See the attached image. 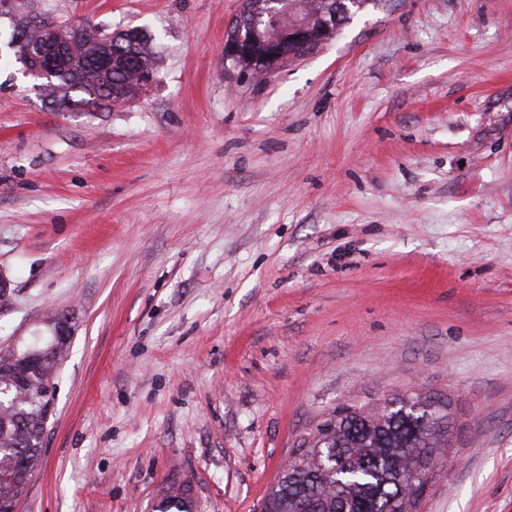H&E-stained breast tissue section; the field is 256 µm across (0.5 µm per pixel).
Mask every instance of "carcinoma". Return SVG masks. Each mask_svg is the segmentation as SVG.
<instances>
[{"label": "carcinoma", "mask_w": 512, "mask_h": 512, "mask_svg": "<svg viewBox=\"0 0 512 512\" xmlns=\"http://www.w3.org/2000/svg\"><path fill=\"white\" fill-rule=\"evenodd\" d=\"M292 11L318 16L332 0H291ZM124 59L104 71L89 58L105 51L98 39L70 57L46 81L65 91V108L109 106L102 90L120 82L124 103L140 98L133 71L153 69L148 40L140 32L118 34ZM66 336L54 337L29 361L0 351V512H10L38 466L49 398L46 389L62 359ZM450 403L442 393L413 392L384 400H354L336 408L291 450L292 459L271 488L264 512H406L400 477L421 465L432 449L451 447ZM158 512H190L185 490L167 494Z\"/></svg>", "instance_id": "carcinoma-1"}]
</instances>
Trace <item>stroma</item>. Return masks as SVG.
Instances as JSON below:
<instances>
[{"instance_id":"stroma-1","label":"stroma","mask_w":512,"mask_h":512,"mask_svg":"<svg viewBox=\"0 0 512 512\" xmlns=\"http://www.w3.org/2000/svg\"><path fill=\"white\" fill-rule=\"evenodd\" d=\"M242 0L0 5V350L60 314L18 512H262L339 404L448 396L420 512H512V0H377L272 70ZM152 38L155 81L66 110L20 17Z\"/></svg>"}]
</instances>
